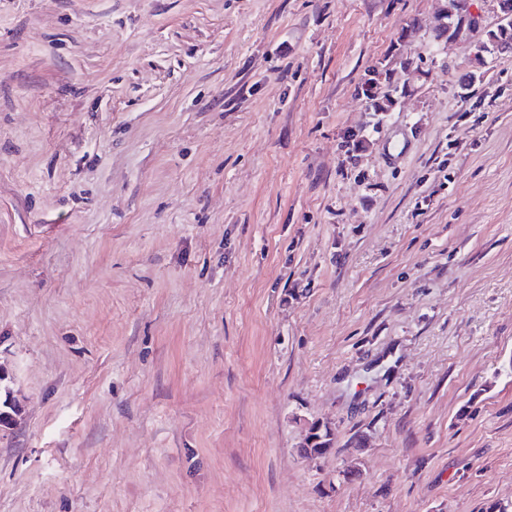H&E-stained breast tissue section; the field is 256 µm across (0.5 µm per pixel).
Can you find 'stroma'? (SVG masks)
Masks as SVG:
<instances>
[{
    "label": "stroma",
    "mask_w": 512,
    "mask_h": 512,
    "mask_svg": "<svg viewBox=\"0 0 512 512\" xmlns=\"http://www.w3.org/2000/svg\"><path fill=\"white\" fill-rule=\"evenodd\" d=\"M469 2L0 0V512H512V49L474 66Z\"/></svg>",
    "instance_id": "1"
}]
</instances>
